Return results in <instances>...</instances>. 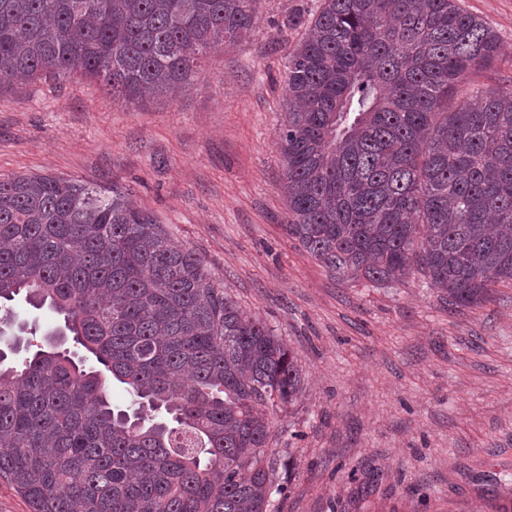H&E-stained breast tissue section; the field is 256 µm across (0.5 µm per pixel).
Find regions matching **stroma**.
Segmentation results:
<instances>
[{
	"label": "stroma",
	"mask_w": 512,
	"mask_h": 512,
	"mask_svg": "<svg viewBox=\"0 0 512 512\" xmlns=\"http://www.w3.org/2000/svg\"><path fill=\"white\" fill-rule=\"evenodd\" d=\"M512 79V0H459ZM318 0H258L252 31L212 49L175 94L114 102L73 74L0 86V178L129 187L214 283L298 358L304 388L268 412L282 512H512V285L452 307L419 274L341 280L289 238L278 148L288 54Z\"/></svg>",
	"instance_id": "obj_1"
}]
</instances>
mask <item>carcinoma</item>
<instances>
[{
	"mask_svg": "<svg viewBox=\"0 0 512 512\" xmlns=\"http://www.w3.org/2000/svg\"><path fill=\"white\" fill-rule=\"evenodd\" d=\"M255 22L256 0H0V84L79 73L120 100L168 92ZM300 23L288 237L349 281L417 269L455 307L512 284V84L454 103L495 32L457 0H320ZM19 299L66 332L8 334ZM1 342L0 479L32 512H281L265 408L301 394L296 355L129 190L0 180ZM104 371L137 408L112 404Z\"/></svg>",
	"mask_w": 512,
	"mask_h": 512,
	"instance_id": "obj_1",
	"label": "carcinoma"
}]
</instances>
